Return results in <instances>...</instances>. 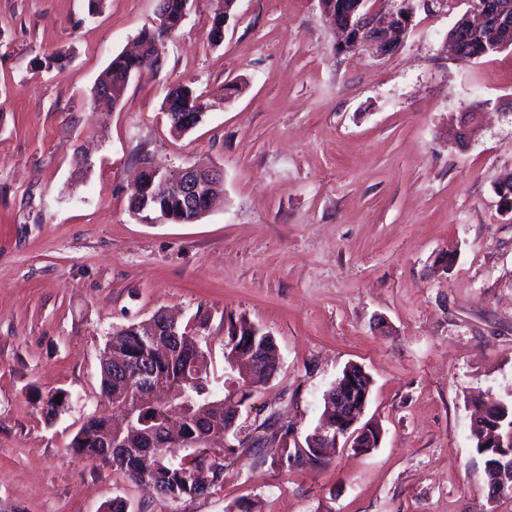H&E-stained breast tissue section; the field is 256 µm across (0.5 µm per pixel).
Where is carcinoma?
<instances>
[{"instance_id": "obj_1", "label": "carcinoma", "mask_w": 512, "mask_h": 512, "mask_svg": "<svg viewBox=\"0 0 512 512\" xmlns=\"http://www.w3.org/2000/svg\"><path fill=\"white\" fill-rule=\"evenodd\" d=\"M185 0H161V25L144 30L139 35L143 53H119L99 76L95 93L108 90L120 99L129 79L135 74L152 70L151 56L164 41L181 26ZM209 42L218 45L224 40V10L214 12L208 32ZM460 52L467 58H479L499 53L490 30H475L460 40ZM198 99L193 88L179 83L168 91L164 111L175 115L186 112L190 100ZM156 164L147 162L142 167L141 184L128 197L129 209L148 219L153 214L176 215L182 201L175 196L155 197L150 188ZM248 321L240 318L229 322L224 337L225 359H250L249 351L275 352L271 336H251ZM151 328L146 321L131 323L112 330L107 336L101 360V397L112 409L127 413L124 424L117 427L109 415L91 416L72 439L69 449L73 455L102 461L114 470L125 473L134 481H148L162 498L178 500L204 495L221 486L224 475V457L235 447L247 448L255 459H260L258 441L266 433L288 439V426L277 425L279 418L271 415L254 428L255 435L248 441L209 448L205 436H237L234 422L236 405H244L260 389L263 380L274 376L277 364L261 370L247 382L240 377L222 394L211 386L210 357L196 337L175 327L174 335L162 336L166 349L159 350L150 343ZM170 388H179L192 397L186 405L178 427L169 423L170 403L159 396ZM61 391H36L45 417L58 416L66 409L69 397L56 402ZM127 443L133 451L126 453L117 445ZM313 463L316 457L304 454L298 448H284L280 465L288 468L304 460Z\"/></svg>"}]
</instances>
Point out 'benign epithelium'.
<instances>
[{
    "instance_id": "1",
    "label": "benign epithelium",
    "mask_w": 512,
    "mask_h": 512,
    "mask_svg": "<svg viewBox=\"0 0 512 512\" xmlns=\"http://www.w3.org/2000/svg\"><path fill=\"white\" fill-rule=\"evenodd\" d=\"M433 10L434 0H384L375 4L369 0H356L348 4L346 0L336 2V21L329 23L340 42L337 49L342 52L357 50L361 47L371 49L376 56L386 57L394 54L402 45L403 37L409 31L416 7ZM493 30L495 41L504 49L512 45V0H474L472 7L463 14L462 21L455 32L447 36L451 48H456L457 32L474 30L481 27ZM476 113H463L456 131L459 145L469 144L479 133ZM219 173L205 166L193 165L178 170L177 174L161 167L156 171V186L164 194L181 196L183 209L179 217L163 216V219L177 223L193 222L205 214L214 194L205 189L214 185ZM352 366L336 380L333 397L329 400V414L332 420L318 429L308 438L311 451L320 454L329 446L357 448L363 437L374 432L381 438L380 430L370 424L359 425L364 414L369 394L354 404L350 400V381ZM483 447L489 453L487 468L496 475V491L490 492V499L499 497L512 490V433L500 434L492 429L483 439Z\"/></svg>"
}]
</instances>
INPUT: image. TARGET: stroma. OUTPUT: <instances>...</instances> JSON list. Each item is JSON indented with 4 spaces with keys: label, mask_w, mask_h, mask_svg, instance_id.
<instances>
[{
    "label": "stroma",
    "mask_w": 512,
    "mask_h": 512,
    "mask_svg": "<svg viewBox=\"0 0 512 512\" xmlns=\"http://www.w3.org/2000/svg\"><path fill=\"white\" fill-rule=\"evenodd\" d=\"M160 0H0V512H512L488 502L470 437L480 401L512 396V48L462 64L446 36L466 0L417 12L401 50L341 53L319 0H237L208 41L217 0H190L156 69L95 104L112 57ZM64 58L63 69L47 67ZM241 90L225 98L226 82ZM190 84L209 108L189 132L163 110ZM485 106L468 146L450 142ZM220 168L199 220L128 208L143 159ZM172 312L210 355L230 321L273 334L274 378L241 409L252 432L279 414L296 442L318 426L345 366L372 386L361 455L276 467L239 448L210 493L162 499L69 445L107 411L100 354L113 328ZM70 395L46 420L35 391Z\"/></svg>",
    "instance_id": "obj_1"
}]
</instances>
